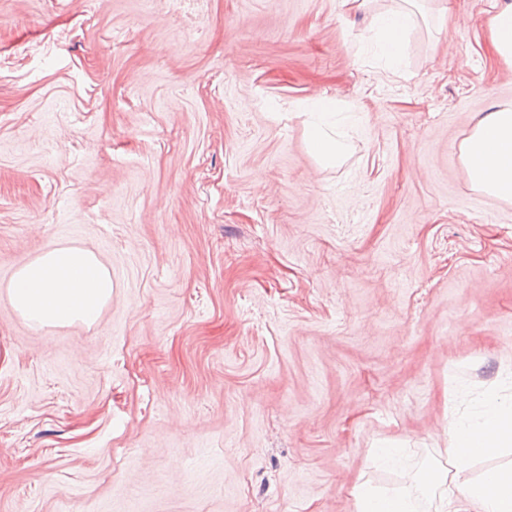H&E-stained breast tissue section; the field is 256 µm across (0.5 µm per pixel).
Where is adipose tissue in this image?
I'll use <instances>...</instances> for the list:
<instances>
[{
	"label": "adipose tissue",
	"instance_id": "ef3b65f1",
	"mask_svg": "<svg viewBox=\"0 0 512 512\" xmlns=\"http://www.w3.org/2000/svg\"><path fill=\"white\" fill-rule=\"evenodd\" d=\"M413 22L410 12L391 10L373 17L370 30L388 55H398ZM459 159L473 189L512 202V104L483 115L459 146ZM8 298L33 328L93 324L112 298V276L97 255L76 246H58L20 266L7 286ZM512 447V398L488 392L478 411L453 422L449 470L422 474L437 491L442 512H512V466L470 478L473 460ZM357 512H417L411 494L387 495L357 488Z\"/></svg>",
	"mask_w": 512,
	"mask_h": 512
}]
</instances>
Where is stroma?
I'll return each mask as SVG.
<instances>
[{"mask_svg": "<svg viewBox=\"0 0 512 512\" xmlns=\"http://www.w3.org/2000/svg\"><path fill=\"white\" fill-rule=\"evenodd\" d=\"M501 3L427 0L393 68L398 0H0V512H434L453 413L512 391V203L458 159ZM66 243L112 299L32 329L6 285ZM412 22L410 12L396 9L375 15L370 30L375 42L386 54L397 56ZM310 149L313 154L324 162H335L341 157L344 144L332 137L328 132V124L324 121L323 112H310ZM355 498L358 512H417L410 493L387 495L362 485L357 488Z\"/></svg>", "mask_w": 512, "mask_h": 512, "instance_id": "35a3bbf8", "label": "stroma"}]
</instances>
